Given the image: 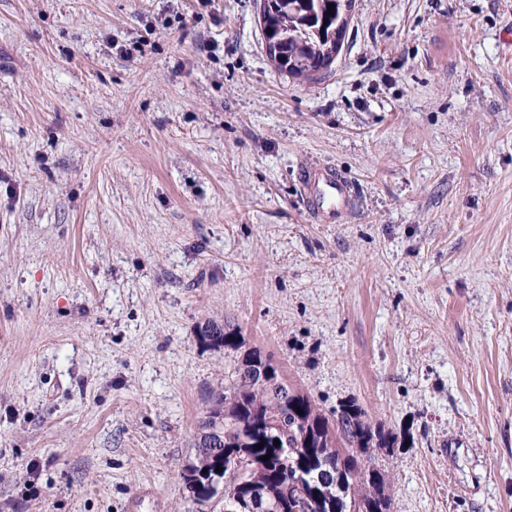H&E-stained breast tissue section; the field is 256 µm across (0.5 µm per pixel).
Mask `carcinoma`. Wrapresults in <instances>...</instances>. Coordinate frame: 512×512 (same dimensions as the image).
<instances>
[{"label":"carcinoma","mask_w":512,"mask_h":512,"mask_svg":"<svg viewBox=\"0 0 512 512\" xmlns=\"http://www.w3.org/2000/svg\"><path fill=\"white\" fill-rule=\"evenodd\" d=\"M265 2L275 20L274 62L283 73L308 70L330 50V32L346 33L344 0ZM200 340L230 353L244 347L242 337L214 324L201 332ZM264 366L270 370L269 385L260 387L254 371ZM214 427L222 433L220 449L196 455L182 472L197 503L212 498L204 493L203 469L219 467L224 496L255 494L276 501L280 512H393L376 457L395 447L397 437L373 425L353 400L323 412L258 348L234 357L225 372L224 390L199 423L204 432ZM275 439L280 445L273 444ZM266 455L269 459L261 460Z\"/></svg>","instance_id":"cac0c4a2"}]
</instances>
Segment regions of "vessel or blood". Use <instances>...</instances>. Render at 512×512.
Listing matches in <instances>:
<instances>
[{"instance_id": "obj_1", "label": "vessel or blood", "mask_w": 512, "mask_h": 512, "mask_svg": "<svg viewBox=\"0 0 512 512\" xmlns=\"http://www.w3.org/2000/svg\"><path fill=\"white\" fill-rule=\"evenodd\" d=\"M298 181L304 206L317 223L329 224L353 211V185L332 166L302 165Z\"/></svg>"}]
</instances>
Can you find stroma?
<instances>
[{
  "label": "stroma",
  "mask_w": 512,
  "mask_h": 512,
  "mask_svg": "<svg viewBox=\"0 0 512 512\" xmlns=\"http://www.w3.org/2000/svg\"><path fill=\"white\" fill-rule=\"evenodd\" d=\"M259 4L0 0V512H224L211 323L397 435L394 512H512V0H355L312 80ZM298 174L302 201L318 224H331L353 211V185L335 168L326 164H305Z\"/></svg>",
  "instance_id": "35a3bbf8"
}]
</instances>
